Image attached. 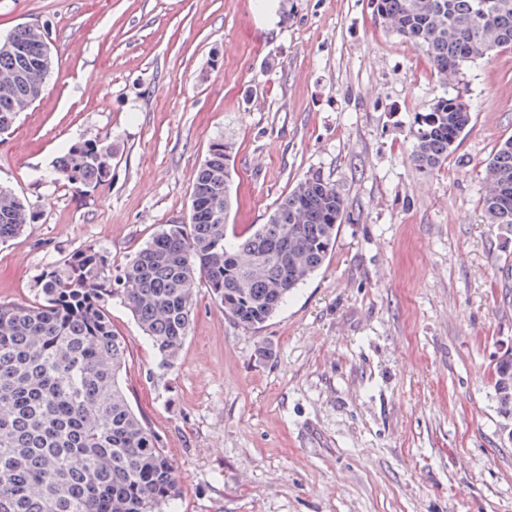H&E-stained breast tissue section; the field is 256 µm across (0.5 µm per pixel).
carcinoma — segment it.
<instances>
[{
	"mask_svg": "<svg viewBox=\"0 0 512 512\" xmlns=\"http://www.w3.org/2000/svg\"><path fill=\"white\" fill-rule=\"evenodd\" d=\"M387 31L423 52L439 75L512 50V0H375ZM48 47L22 26L0 40V134L41 96ZM471 121L461 94L414 118L411 158L433 173L448 162ZM233 143L217 139L201 164L187 224H167L119 273L87 248L40 279L38 300L0 304V512H165L178 478L160 437L123 387L127 342L112 330L110 301L131 311L170 367L191 331L195 288L205 282L224 313L257 329L325 262L346 203L321 174L301 179L264 224L227 232ZM112 151L97 140L71 146L57 170L76 189L106 181ZM484 221L512 235V138L487 164ZM32 213L0 188V242ZM502 412L512 416V356L496 366Z\"/></svg>",
	"mask_w": 512,
	"mask_h": 512,
	"instance_id": "obj_1",
	"label": "carcinoma"
}]
</instances>
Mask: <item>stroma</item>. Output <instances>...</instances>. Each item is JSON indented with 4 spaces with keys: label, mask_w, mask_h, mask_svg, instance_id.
<instances>
[{
    "label": "stroma",
    "mask_w": 512,
    "mask_h": 512,
    "mask_svg": "<svg viewBox=\"0 0 512 512\" xmlns=\"http://www.w3.org/2000/svg\"><path fill=\"white\" fill-rule=\"evenodd\" d=\"M21 25L46 30L54 67L0 135V186L36 215L0 243L1 304L37 299L77 251L118 268L187 221L219 138L230 228L266 223L314 172L347 204L330 256L262 327L198 286L172 368L112 301L124 389L178 475L173 512H512L493 381L512 348V239L480 208L512 137V50L442 80L371 0H0V38ZM456 93L470 130L422 172L413 117ZM90 138L111 145L110 174L77 190L55 165Z\"/></svg>",
    "instance_id": "1"
}]
</instances>
